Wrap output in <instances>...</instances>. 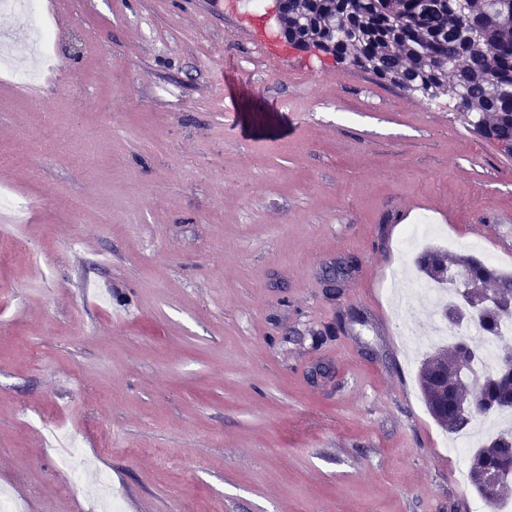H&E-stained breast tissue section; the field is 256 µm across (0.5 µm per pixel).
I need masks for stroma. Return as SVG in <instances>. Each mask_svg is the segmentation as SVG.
<instances>
[{
	"label": "stroma",
	"mask_w": 512,
	"mask_h": 512,
	"mask_svg": "<svg viewBox=\"0 0 512 512\" xmlns=\"http://www.w3.org/2000/svg\"><path fill=\"white\" fill-rule=\"evenodd\" d=\"M272 8L66 0L47 112L0 98L27 204L0 228L32 256L0 253V486L24 512L97 495L52 425L121 512L487 510L417 382L443 313L388 290L425 283L429 247L512 273V157L447 99L289 49ZM59 442L57 462L62 470L71 472L75 476L72 490L82 488L88 481H94L100 488V496L97 498V508L92 511L112 512V494L110 484L83 456L77 452L79 433L76 430H60L55 433Z\"/></svg>",
	"instance_id": "stroma-1"
}]
</instances>
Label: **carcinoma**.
<instances>
[{"mask_svg": "<svg viewBox=\"0 0 512 512\" xmlns=\"http://www.w3.org/2000/svg\"><path fill=\"white\" fill-rule=\"evenodd\" d=\"M276 20L288 46L312 56H330L336 64L361 69L413 97L448 98L465 109L479 136L512 155V0H278ZM418 269L437 283L447 267L441 251L425 249ZM484 286L492 285L501 306L481 322L487 337L500 335L512 318V275H504L471 255L453 261ZM451 360L430 356L419 373L425 403L438 425L459 433L476 418L453 421L470 386L459 370L477 346L457 338ZM487 417L512 410V372L502 365L475 381ZM512 472V428L485 438L470 459L468 478L480 494L512 484L486 475Z\"/></svg>", "mask_w": 512, "mask_h": 512, "instance_id": "obj_1", "label": "carcinoma"}]
</instances>
